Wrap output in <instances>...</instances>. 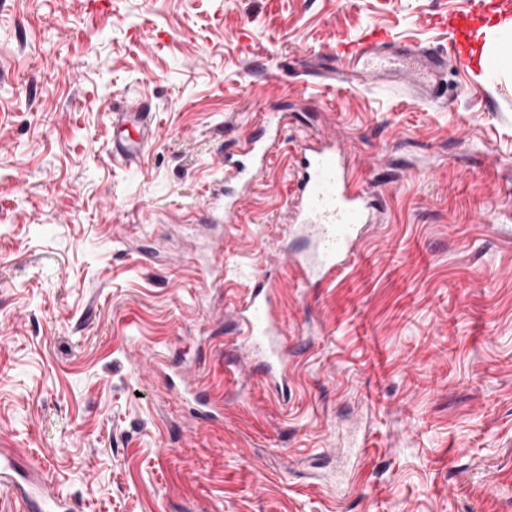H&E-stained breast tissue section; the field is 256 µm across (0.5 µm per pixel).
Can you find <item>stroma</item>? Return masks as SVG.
I'll return each mask as SVG.
<instances>
[{"label": "stroma", "mask_w": 512, "mask_h": 512, "mask_svg": "<svg viewBox=\"0 0 512 512\" xmlns=\"http://www.w3.org/2000/svg\"><path fill=\"white\" fill-rule=\"evenodd\" d=\"M477 0H0V449L71 512H512V79L446 103L312 77L376 26L447 49ZM156 110L138 168L112 109ZM288 129L239 220L197 227L224 156ZM332 134L382 205L335 280L282 250L303 138ZM278 265L287 400L225 368ZM224 402L197 427L153 358Z\"/></svg>", "instance_id": "1"}]
</instances>
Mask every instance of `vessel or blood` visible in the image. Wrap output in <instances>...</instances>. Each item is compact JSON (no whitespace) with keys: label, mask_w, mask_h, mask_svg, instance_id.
Here are the masks:
<instances>
[{"label":"vessel or blood","mask_w":512,"mask_h":512,"mask_svg":"<svg viewBox=\"0 0 512 512\" xmlns=\"http://www.w3.org/2000/svg\"><path fill=\"white\" fill-rule=\"evenodd\" d=\"M512 10V0H484L477 11L449 15L445 21L450 47L438 50L406 43L380 28L356 37L337 38L332 52L322 58L321 78L376 85H406L409 94L425 101H439L449 68H471L488 14ZM155 115L144 103H130L112 112V162L130 169L137 166L155 136ZM278 148V141L259 128L238 143V159L224 161V192L211 197L207 211L219 210L232 222L242 202L254 191ZM294 201L289 212L292 230L308 233L315 247L307 254L286 256L295 268L301 287L335 278L355 258L368 226L379 212V204L357 185L333 137L304 141L293 171ZM238 358L253 361L267 378L272 392L288 394L291 367L286 347L288 331L281 318L279 292L270 280L255 283L236 308ZM178 395L192 403L199 424L212 421L222 401L214 398L193 376L180 379ZM0 484L10 488L23 512H69V503L58 496L49 480L36 489L22 486L0 465Z\"/></svg>","instance_id":"b4317fda"}]
</instances>
